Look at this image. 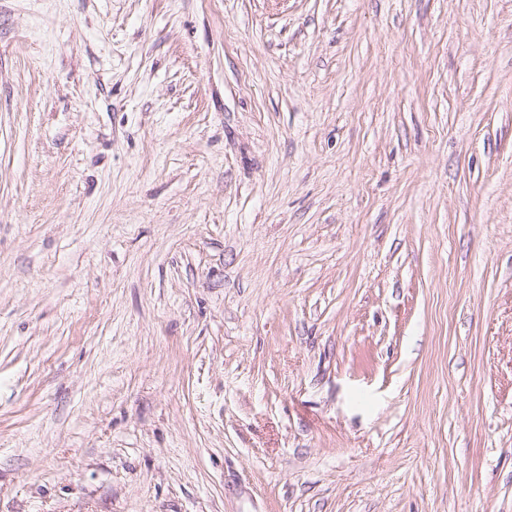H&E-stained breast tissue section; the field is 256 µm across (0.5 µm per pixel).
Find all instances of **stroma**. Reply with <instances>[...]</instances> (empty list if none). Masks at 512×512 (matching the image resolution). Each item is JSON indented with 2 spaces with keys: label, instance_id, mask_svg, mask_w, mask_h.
<instances>
[{
  "label": "stroma",
  "instance_id": "35a3bbf8",
  "mask_svg": "<svg viewBox=\"0 0 512 512\" xmlns=\"http://www.w3.org/2000/svg\"><path fill=\"white\" fill-rule=\"evenodd\" d=\"M0 512H512V0H0Z\"/></svg>",
  "mask_w": 512,
  "mask_h": 512
}]
</instances>
